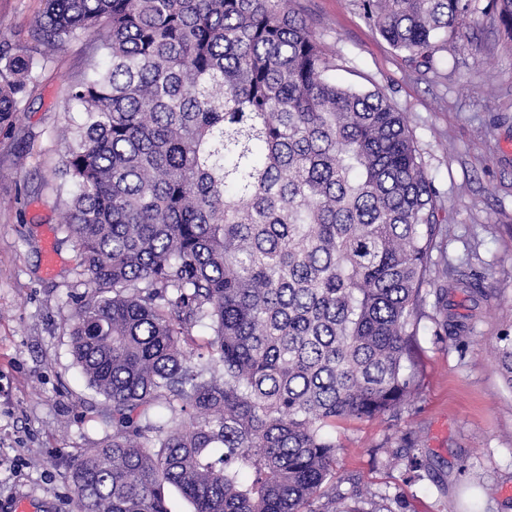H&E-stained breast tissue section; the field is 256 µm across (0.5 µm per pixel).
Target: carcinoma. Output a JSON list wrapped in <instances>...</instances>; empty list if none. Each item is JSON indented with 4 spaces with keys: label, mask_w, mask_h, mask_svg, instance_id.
I'll return each instance as SVG.
<instances>
[{
    "label": "carcinoma",
    "mask_w": 512,
    "mask_h": 512,
    "mask_svg": "<svg viewBox=\"0 0 512 512\" xmlns=\"http://www.w3.org/2000/svg\"><path fill=\"white\" fill-rule=\"evenodd\" d=\"M46 2L35 45L0 44V120L51 61L39 46L92 31L105 58L67 88L82 121L57 187L86 287L70 349L112 425L64 474L75 512H169V486L194 512H351L331 431L414 394L425 286L454 340L448 293L486 297L430 277L446 229L402 113L328 77L290 0ZM472 2L362 7L434 71ZM498 367L512 388V339Z\"/></svg>",
    "instance_id": "cac0c4a2"
}]
</instances>
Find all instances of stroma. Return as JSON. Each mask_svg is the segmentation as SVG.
Here are the masks:
<instances>
[{
    "instance_id": "obj_1",
    "label": "stroma",
    "mask_w": 512,
    "mask_h": 512,
    "mask_svg": "<svg viewBox=\"0 0 512 512\" xmlns=\"http://www.w3.org/2000/svg\"><path fill=\"white\" fill-rule=\"evenodd\" d=\"M456 35V64L424 72L366 20L361 0H297L333 57L337 81L382 90L403 112L438 192L447 232L436 268L484 279L463 343L436 336L432 300L416 319L411 366L419 387L394 414L337 426L336 472L351 512H512V387L501 339L512 336V39L492 0ZM43 0H0V35L28 43ZM52 64L21 110L0 123V504L27 493L38 512H73L63 475L111 436L103 399L70 352L79 254L51 189L58 131L78 122L68 85L100 62L94 33L47 47Z\"/></svg>"
}]
</instances>
